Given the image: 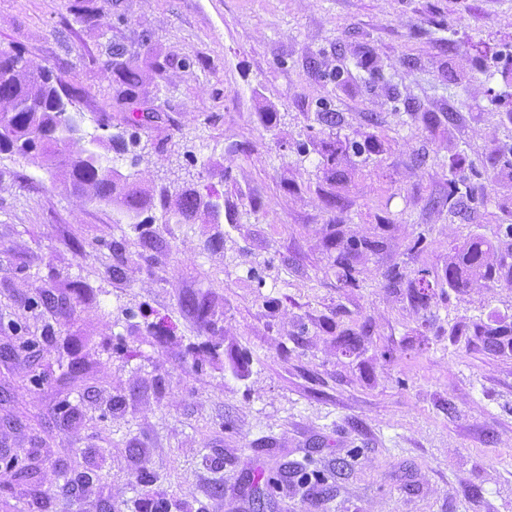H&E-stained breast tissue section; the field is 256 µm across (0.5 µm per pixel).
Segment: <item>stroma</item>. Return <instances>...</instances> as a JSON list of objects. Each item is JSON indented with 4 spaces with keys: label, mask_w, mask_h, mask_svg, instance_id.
Instances as JSON below:
<instances>
[{
    "label": "stroma",
    "mask_w": 512,
    "mask_h": 512,
    "mask_svg": "<svg viewBox=\"0 0 512 512\" xmlns=\"http://www.w3.org/2000/svg\"><path fill=\"white\" fill-rule=\"evenodd\" d=\"M0 49L219 205L0 153V512H512V285L448 284L512 247V0H0ZM123 56V53L112 51V59L106 62V67L117 74L121 86H123L119 95L123 100H127L134 97L138 80L134 68L128 62L121 60ZM492 246L481 237L467 239L456 248L448 263V284L453 287H467L473 281H489L498 274L508 284H512V263L507 262L512 251L502 255L498 263L491 258Z\"/></svg>",
    "instance_id": "35a3bbf8"
}]
</instances>
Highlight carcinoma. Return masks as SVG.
I'll return each mask as SVG.
<instances>
[{
	"label": "carcinoma",
	"mask_w": 512,
	"mask_h": 512,
	"mask_svg": "<svg viewBox=\"0 0 512 512\" xmlns=\"http://www.w3.org/2000/svg\"><path fill=\"white\" fill-rule=\"evenodd\" d=\"M122 57L120 52L111 53L106 67L117 74L123 86L119 95L127 100L134 97L138 80L134 68ZM66 111L49 68L34 64L19 52L0 51V152L38 160L74 193L91 202L116 205L137 218L158 205L179 224L214 223L217 204L191 187L153 193L136 175H125L112 166L108 152L118 146L127 151L121 136L93 137L85 146L81 125L75 120L62 123ZM491 250V244L481 237L463 242L448 263V284L466 287L473 281L498 277L511 285L512 263L507 258L512 254L506 253L495 263ZM474 331L488 337L487 345L495 349L503 347L498 337L511 334L512 327L489 331L476 325Z\"/></svg>",
	"instance_id": "1"
}]
</instances>
